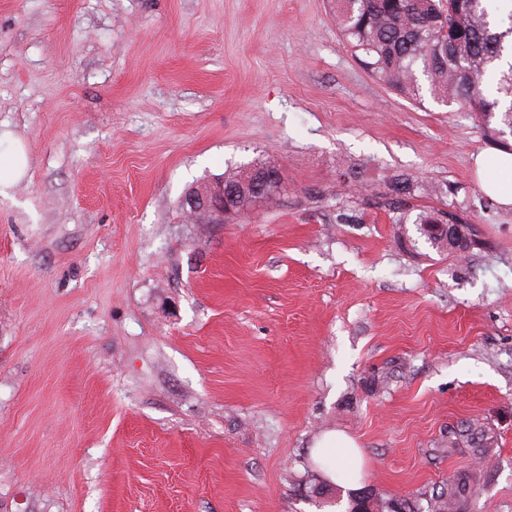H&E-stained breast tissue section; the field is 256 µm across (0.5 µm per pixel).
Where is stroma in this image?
Returning a JSON list of instances; mask_svg holds the SVG:
<instances>
[{
    "label": "stroma",
    "mask_w": 512,
    "mask_h": 512,
    "mask_svg": "<svg viewBox=\"0 0 512 512\" xmlns=\"http://www.w3.org/2000/svg\"><path fill=\"white\" fill-rule=\"evenodd\" d=\"M495 151L370 76L325 0H0V512L422 510L472 473L466 512H512ZM257 162L278 204L188 223L189 187ZM401 174L465 218L467 257L391 223ZM469 420L486 455L448 443ZM336 431L347 481L313 456ZM333 438L326 441L328 446H318L317 448H330L336 456V468L342 464L359 466L362 462L361 453L356 443L343 433H332Z\"/></svg>",
    "instance_id": "stroma-1"
}]
</instances>
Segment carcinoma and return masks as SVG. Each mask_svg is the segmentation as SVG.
I'll use <instances>...</instances> for the list:
<instances>
[{
  "instance_id": "obj_1",
  "label": "carcinoma",
  "mask_w": 512,
  "mask_h": 512,
  "mask_svg": "<svg viewBox=\"0 0 512 512\" xmlns=\"http://www.w3.org/2000/svg\"><path fill=\"white\" fill-rule=\"evenodd\" d=\"M493 0H327L329 16L362 66L373 77L421 104L425 95L471 112L484 133L512 151V8ZM241 187L238 211L248 212L256 197L241 171L224 178ZM431 187L396 179L384 206L394 224H436L441 216L456 225L454 243L429 240L437 251L469 249L471 230L455 213L410 204L414 193ZM454 439L484 450L492 435L474 423L453 432ZM477 476H461L429 500L428 512H456L473 491Z\"/></svg>"
}]
</instances>
